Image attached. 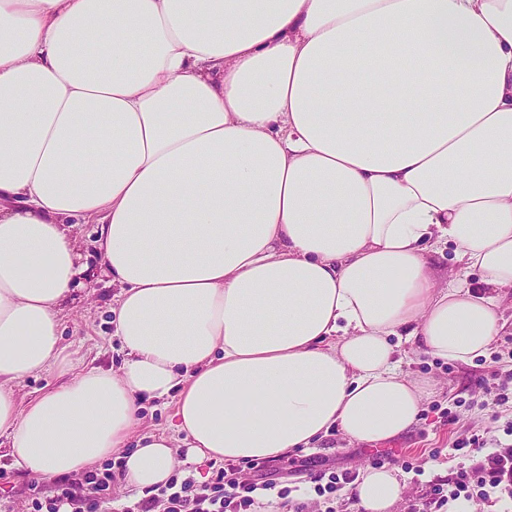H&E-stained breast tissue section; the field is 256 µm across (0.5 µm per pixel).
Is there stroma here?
Returning <instances> with one entry per match:
<instances>
[{"mask_svg":"<svg viewBox=\"0 0 512 512\" xmlns=\"http://www.w3.org/2000/svg\"><path fill=\"white\" fill-rule=\"evenodd\" d=\"M72 232L84 270L76 299L64 319L67 354L78 369L119 365L122 354L112 335L110 313L116 290L100 270L97 227L77 224ZM501 307L505 330L493 341L487 356L471 363H449L403 345V372L437 384L411 430L373 446L349 442L335 429L316 447L273 461V469L287 472L288 484L295 489L294 501L306 502V512H322V504L309 490L311 477L329 470L359 475L367 468L389 464L399 468L406 480V494L395 512H409L411 504L433 498L435 488L447 487L460 467V460L449 456L455 441L476 435L490 449L512 441L507 433L512 425V401L498 404L496 390L483 384L492 372H512V300L504 299Z\"/></svg>","mask_w":512,"mask_h":512,"instance_id":"1","label":"stroma"}]
</instances>
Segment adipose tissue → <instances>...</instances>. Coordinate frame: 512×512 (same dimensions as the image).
<instances>
[{"mask_svg":"<svg viewBox=\"0 0 512 512\" xmlns=\"http://www.w3.org/2000/svg\"><path fill=\"white\" fill-rule=\"evenodd\" d=\"M118 367L72 373L70 225ZM477 281L443 279L432 253ZM512 290V0H0V436L57 478L260 462L413 427L402 342L483 356ZM65 382L27 405L13 388ZM174 397V435L138 437ZM386 464L350 488L393 512ZM439 252L432 254V260L434 266L442 272V275L447 274L451 271H456L463 277H469L470 280H475L478 277L477 273L462 271L458 269V266L452 261L454 247L451 246H440ZM60 381L54 371H46L38 375L30 376L21 381L15 391L22 405L39 397L44 391ZM174 397L169 396L166 399H159L145 403L142 410L141 424L135 431L127 447H135L138 437L153 433L171 434V420L174 409Z\"/></svg>","mask_w":512,"mask_h":512,"instance_id":"1","label":"adipose tissue"}]
</instances>
